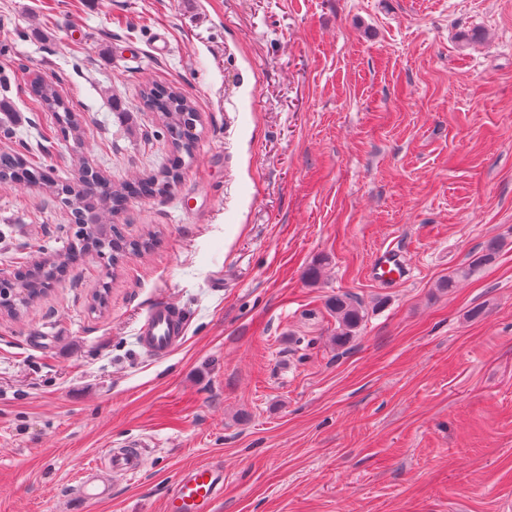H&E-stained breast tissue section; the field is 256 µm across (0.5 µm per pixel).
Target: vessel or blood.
Listing matches in <instances>:
<instances>
[{
  "label": "vessel or blood",
  "instance_id": "b4317fda",
  "mask_svg": "<svg viewBox=\"0 0 512 512\" xmlns=\"http://www.w3.org/2000/svg\"><path fill=\"white\" fill-rule=\"evenodd\" d=\"M406 268L394 250L380 252L373 261L371 274L385 283L400 282ZM185 321L170 303L154 304L138 329L141 345L151 354L163 356L183 340ZM109 473L88 472L74 491L76 503L71 512H83L86 506L107 500L112 495L110 473L132 475L143 466L137 442H128L122 452H107ZM224 496V469L217 464L202 462L182 469L165 499V512H214Z\"/></svg>",
  "mask_w": 512,
  "mask_h": 512
}]
</instances>
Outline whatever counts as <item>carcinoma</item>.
Listing matches in <instances>:
<instances>
[{
  "mask_svg": "<svg viewBox=\"0 0 512 512\" xmlns=\"http://www.w3.org/2000/svg\"><path fill=\"white\" fill-rule=\"evenodd\" d=\"M33 100L46 112L53 113L58 123L71 126L80 124V115L75 113L69 101L57 90V84L49 78L36 76L29 83ZM145 107L158 114L161 129L173 140V158L168 167L159 174L131 181L114 183L98 176L94 170H82L81 179L75 183L59 184L54 178V169L37 163L19 150L0 151V183L8 184L26 181L37 183L52 189L73 216V226L69 227L71 242L64 259L53 262L40 270L34 279L19 282L16 278L0 279V295H15L26 288H36L47 279H61L69 268L79 261L83 253L90 250L107 251L112 259L109 275L118 272L119 262L128 253L139 254L154 248L158 242L157 233L148 232L140 239H127L117 230L106 238H92L78 224L85 218L86 208L90 205L98 209V218L106 219L118 214L132 200H144L168 194L176 186L186 167V159L192 158L193 142L182 137L187 127L197 120V110L190 98L175 87L153 84L142 91ZM497 246L489 244L471 264L460 268L448 276L441 284L443 288H452L455 279L468 276L474 267L487 264L495 259ZM336 314L338 331L336 345H347L355 330L360 326L363 315L361 309L345 294L334 297L328 304Z\"/></svg>",
  "mask_w": 512,
  "mask_h": 512,
  "instance_id": "obj_1",
  "label": "carcinoma"
}]
</instances>
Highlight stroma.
Returning a JSON list of instances; mask_svg holds the SVG:
<instances>
[{
    "label": "stroma",
    "mask_w": 512,
    "mask_h": 512,
    "mask_svg": "<svg viewBox=\"0 0 512 512\" xmlns=\"http://www.w3.org/2000/svg\"><path fill=\"white\" fill-rule=\"evenodd\" d=\"M26 67L77 103L115 182L172 153L146 84L200 120L173 192L114 219L154 249L112 280L87 255L0 317V512H69L101 450L137 438L140 473L87 512H164L201 460L224 468L215 512H512V0H0V150L49 146L71 179ZM70 222L0 185V278ZM385 249L395 287L370 276ZM337 294L364 315L342 348ZM160 300L186 333L157 357L137 329ZM497 254V246L493 244L486 245L485 249H483L482 253L477 256L468 267L460 268L457 272L448 276V279L444 280L441 284L442 288H453L455 279L458 277H466L468 276L474 267L487 264L492 262L495 259ZM396 250L380 252L373 261L371 274L379 282L398 283L405 277L406 268Z\"/></svg>",
    "instance_id": "obj_1"
}]
</instances>
